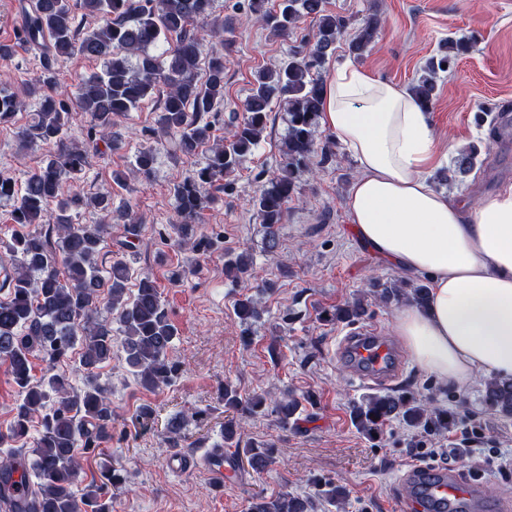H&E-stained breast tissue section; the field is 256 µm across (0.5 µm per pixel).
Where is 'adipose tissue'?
Returning <instances> with one entry per match:
<instances>
[{
  "mask_svg": "<svg viewBox=\"0 0 512 512\" xmlns=\"http://www.w3.org/2000/svg\"><path fill=\"white\" fill-rule=\"evenodd\" d=\"M321 122L360 168L347 198L359 238L431 283L426 309L394 319L413 360L461 390L480 374L512 377V188L476 207L434 190L428 112L366 68L334 71Z\"/></svg>",
  "mask_w": 512,
  "mask_h": 512,
  "instance_id": "adipose-tissue-1",
  "label": "adipose tissue"
}]
</instances>
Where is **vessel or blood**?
<instances>
[{
	"label": "vessel or blood",
	"instance_id": "1",
	"mask_svg": "<svg viewBox=\"0 0 512 512\" xmlns=\"http://www.w3.org/2000/svg\"><path fill=\"white\" fill-rule=\"evenodd\" d=\"M336 354L357 378L382 385L391 384L404 369L396 350L373 326L349 331ZM398 480L408 491L400 501L402 512H481L483 507V483L462 479L452 467L431 469L417 465L403 471Z\"/></svg>",
	"mask_w": 512,
	"mask_h": 512
}]
</instances>
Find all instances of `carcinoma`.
<instances>
[{"label": "carcinoma", "mask_w": 512, "mask_h": 512, "mask_svg": "<svg viewBox=\"0 0 512 512\" xmlns=\"http://www.w3.org/2000/svg\"><path fill=\"white\" fill-rule=\"evenodd\" d=\"M214 0H34L21 28L22 39L39 50V73L22 93L0 87V126L14 123L18 112L33 107L31 120L16 132L24 146L53 145L55 152L34 170L21 186L0 177V200L13 201L11 221L17 230L0 239L13 261L9 278L0 283L7 291L0 301V362L7 365L20 390V402L8 432L0 433V495L4 482L20 473L24 492L11 502L13 512H112V504L92 490L79 492L77 480L85 456L78 452L97 447L112 436V406L109 388L100 382L97 369L112 361L114 333L122 335L120 346L128 372L143 389L154 391L172 382L178 365L169 358L178 334L170 320L159 287L149 276L140 278L137 289L127 294L137 253L116 259L100 269L102 244L112 217L125 223L128 238L138 239L139 217L128 208L113 206L112 193L87 197L78 192L64 195L63 179L76 180L89 166L85 143L65 137L72 105L91 119L90 142H102L112 150L121 147L113 132L120 117L140 107L164 88L158 116L159 129L175 137V151L195 154L212 137L205 115L224 103V50L204 53L205 37L198 23H208L224 32V21L212 17ZM97 20L92 28L76 21L75 9ZM248 17L266 25L282 41L290 39L299 21L311 17L317 23L312 38L289 49L288 61L275 69L254 74L243 103V118L210 149L206 161L174 186L176 232L181 243L200 250L210 246L198 220L214 197L208 189L232 176L252 155L264 137L272 102L287 108L288 134L282 142V163L277 174L261 186L254 207L267 229L266 246L278 248L277 225L297 188L300 172L309 167L316 153L314 132L322 110L323 69L329 52L342 36L347 21L326 9V0H279L277 9L268 0H249ZM380 27L377 15L366 16L350 42V51L361 55L371 48ZM474 41L448 38L439 54L429 59L410 92L424 109H431L438 74L451 68ZM163 47L161 56L150 53ZM77 53L101 64L76 91L60 82L59 58ZM478 150H459L451 174L454 181L469 174ZM156 148L142 146L134 166L151 176ZM92 207L103 217L97 224L76 221L79 211ZM36 224L38 228L29 230ZM225 276L235 282L257 278L253 259L246 251L224 266ZM373 294L385 303L409 300L422 307L429 290L420 284L410 290L395 282H374ZM236 316L245 325L241 336L251 335L247 322L261 318L257 301L246 296L236 303ZM366 313L358 297L326 313V320L353 323ZM81 346L84 383L71 386L57 363ZM48 363L42 379H33L32 358ZM489 409L512 415V378H491L485 384ZM266 398L242 399L237 389L224 386V407L247 417L265 410ZM298 403L288 397L275 402L273 412L286 427ZM353 420L370 438L384 424L400 416L412 428L445 432L453 426L448 411L434 407L405 392L372 395L353 406ZM40 429L30 463L18 462L13 444L26 438L30 425ZM249 466L264 470L271 455L258 447L242 449ZM317 495L332 504H344L346 487L320 483ZM313 504L286 491L251 499L248 512H309Z\"/></svg>", "instance_id": "cac0c4a2"}]
</instances>
